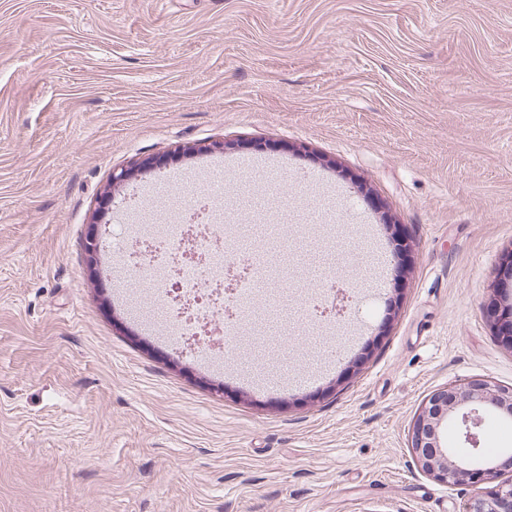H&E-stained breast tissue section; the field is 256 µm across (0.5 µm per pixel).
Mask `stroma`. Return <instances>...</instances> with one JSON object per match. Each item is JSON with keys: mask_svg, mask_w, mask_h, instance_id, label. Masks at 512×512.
Returning a JSON list of instances; mask_svg holds the SVG:
<instances>
[{"mask_svg": "<svg viewBox=\"0 0 512 512\" xmlns=\"http://www.w3.org/2000/svg\"><path fill=\"white\" fill-rule=\"evenodd\" d=\"M228 157L285 158L343 186L333 245L369 266L404 228L405 269L369 282L289 278L309 316L317 281L350 284L348 319L265 335L257 295L239 371L370 330L313 388L240 387L130 319L158 316L89 230L132 191ZM153 167L112 187V171ZM291 239L319 204L277 182ZM512 0H0V512H464L410 448L426 399L482 377L512 385L487 308L512 299Z\"/></svg>", "mask_w": 512, "mask_h": 512, "instance_id": "35a3bbf8", "label": "stroma"}]
</instances>
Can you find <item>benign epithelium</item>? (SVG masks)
I'll list each match as a JSON object with an SVG mask.
<instances>
[{
	"instance_id": "benign-epithelium-1",
	"label": "benign epithelium",
	"mask_w": 512,
	"mask_h": 512,
	"mask_svg": "<svg viewBox=\"0 0 512 512\" xmlns=\"http://www.w3.org/2000/svg\"><path fill=\"white\" fill-rule=\"evenodd\" d=\"M512 420V386L486 379H469L448 385L432 394L414 420L411 430L413 457L423 472L447 484L467 483L477 488L465 512H512V454L494 455L481 467L448 452L444 433L460 422L471 451H481L485 415Z\"/></svg>"
}]
</instances>
